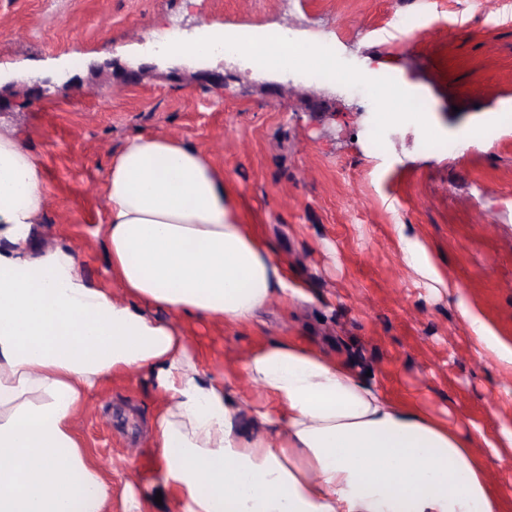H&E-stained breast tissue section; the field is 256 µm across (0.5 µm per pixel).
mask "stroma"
<instances>
[{"label":"stroma","mask_w":512,"mask_h":512,"mask_svg":"<svg viewBox=\"0 0 512 512\" xmlns=\"http://www.w3.org/2000/svg\"><path fill=\"white\" fill-rule=\"evenodd\" d=\"M405 13L424 19L421 36L396 28ZM205 21L323 35L347 74L394 62L423 110L340 87L330 111L312 112L297 96H269L248 67L223 83L169 76L152 30L193 39ZM141 65L150 73L124 83L123 69ZM0 80L18 84L0 136L21 138L42 173L38 249H69L81 277L113 297L122 290L97 232L112 155L137 134L171 136L223 173L304 292L250 324L184 327L244 418L268 402L244 375L249 350L290 336L463 434L512 429V367L463 315L512 344V0H0ZM426 132L456 153L426 150ZM157 403L138 372L103 384L79 418L112 472V512L130 494L147 512H176L151 446ZM463 315L465 316L475 337L479 341L485 343L489 348H491L501 363L511 366L512 347L499 342L495 336H492V333L487 325L477 314L467 309L464 310Z\"/></svg>","instance_id":"obj_1"}]
</instances>
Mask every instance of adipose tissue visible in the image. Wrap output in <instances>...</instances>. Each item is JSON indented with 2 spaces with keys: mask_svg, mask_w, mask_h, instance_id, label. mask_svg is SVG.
<instances>
[{
  "mask_svg": "<svg viewBox=\"0 0 512 512\" xmlns=\"http://www.w3.org/2000/svg\"><path fill=\"white\" fill-rule=\"evenodd\" d=\"M102 232L124 300L68 250L35 251L42 174L0 136V512H112V479L73 427L104 380L145 371L163 484L180 512H502L489 454L315 347L274 338L244 372L275 410L244 420L181 324L247 323L300 297L199 149L136 135L113 155Z\"/></svg>",
  "mask_w": 512,
  "mask_h": 512,
  "instance_id": "obj_1",
  "label": "adipose tissue"
}]
</instances>
